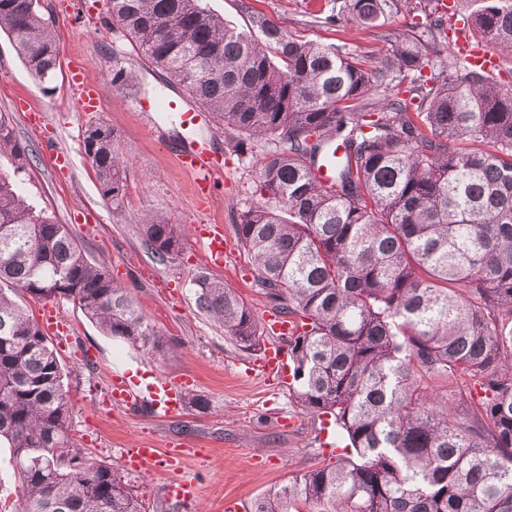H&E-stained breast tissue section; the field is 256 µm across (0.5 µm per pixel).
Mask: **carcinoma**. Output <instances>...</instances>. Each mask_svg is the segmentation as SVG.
Listing matches in <instances>:
<instances>
[{
    "instance_id": "1",
    "label": "carcinoma",
    "mask_w": 512,
    "mask_h": 512,
    "mask_svg": "<svg viewBox=\"0 0 512 512\" xmlns=\"http://www.w3.org/2000/svg\"><path fill=\"white\" fill-rule=\"evenodd\" d=\"M106 28L170 86L232 127L242 155L258 136L276 149L238 215L256 286L297 323L289 391L331 416L341 452L259 498L252 512L331 504L333 512H512V83L450 49L439 0H343L375 30L381 56L301 39L257 17L239 31L202 0H110ZM424 33L396 31L400 9ZM50 5L0 0V31L37 77H56ZM512 53V0L467 19ZM439 68L424 69L431 58ZM86 157L111 205L125 165L112 128L88 126ZM19 173L29 149L0 113V157ZM336 163L333 182L318 171ZM165 259L175 225L146 216ZM199 307L242 351L262 336L250 308L202 275ZM68 302L134 347L157 332L131 293L91 259L67 225L0 172V444L18 473L16 512H146L116 467L69 444L72 406L51 339L30 302ZM466 378L476 402L454 407L421 383Z\"/></svg>"
}]
</instances>
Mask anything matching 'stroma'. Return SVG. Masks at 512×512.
<instances>
[{
	"mask_svg": "<svg viewBox=\"0 0 512 512\" xmlns=\"http://www.w3.org/2000/svg\"><path fill=\"white\" fill-rule=\"evenodd\" d=\"M56 14L61 46L54 91L48 92L18 56L11 39L0 32V112L8 113L17 139L32 161L15 182L27 200L53 211L69 225L86 252L103 264L116 283L128 288L159 333L155 352L131 346L103 333L72 304H60L70 330L56 349L67 368L73 419L72 443L98 460L123 466L128 448L144 439L159 444L189 442L200 451L186 465L201 493L195 512H222L225 496L250 505L291 476L317 466L325 418L307 413L290 395L291 374L265 378L255 366L258 353L244 352L224 328L196 304L195 282L203 275L223 281L263 323L272 306L254 282L255 267L238 243L235 217L252 201L253 182L272 141L254 139L244 156L232 153L231 128L204 114L199 133L209 139L224 174L213 189L208 210L196 206L192 179L177 163L186 131L178 112H142L147 96L187 102L133 51L115 41L100 23L109 0H49ZM213 13L238 29H250L261 15L323 45L380 55L385 46L373 30L342 13V0H203ZM99 91V108L79 111L69 85L75 63ZM125 67L134 83H113L114 65ZM106 122L126 162L124 206L107 207L100 184L82 148V134ZM55 141L68 158L58 166L43 149ZM158 214L175 224L177 253L160 259L141 234L144 215ZM201 224L221 226L228 244L224 264L212 266L197 237ZM122 371L147 384L156 377L186 380L188 396L206 400V408L185 406L180 414L157 418L151 411L132 413L102 403L112 372Z\"/></svg>",
	"mask_w": 512,
	"mask_h": 512,
	"instance_id": "obj_1",
	"label": "stroma"
}]
</instances>
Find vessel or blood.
<instances>
[{"mask_svg": "<svg viewBox=\"0 0 512 512\" xmlns=\"http://www.w3.org/2000/svg\"><path fill=\"white\" fill-rule=\"evenodd\" d=\"M456 49L470 54L474 61L482 64L485 69L493 70L498 65V59L487 47L474 46L471 39L463 38L456 42ZM72 89L77 96V102L83 111L94 109L98 101L95 84L89 82L82 69L72 72ZM183 171L189 174L197 188L199 206H207L211 198V190L217 179L223 173V165L215 159L207 140L192 141L189 148L182 150L177 156ZM198 235L203 241L211 263L222 266L227 252V242L224 233L209 226L199 229ZM266 329L272 335V341L265 346L262 368L270 374L284 372L288 364V351L283 342L293 332L294 326L288 317L274 313L266 318ZM185 388L169 378L159 377L150 387H141L136 381L123 374H113L109 379L105 401L127 409H137L141 403H148L152 412L161 418H168L179 413L184 405ZM196 452L190 448L159 449L150 441H143L131 449L128 459L131 468L149 472L159 464L176 471V478L169 485V494L183 505L189 506L197 501L199 483L196 478L184 475V464L195 457Z\"/></svg>", "mask_w": 512, "mask_h": 512, "instance_id": "obj_1", "label": "vessel or blood"}]
</instances>
